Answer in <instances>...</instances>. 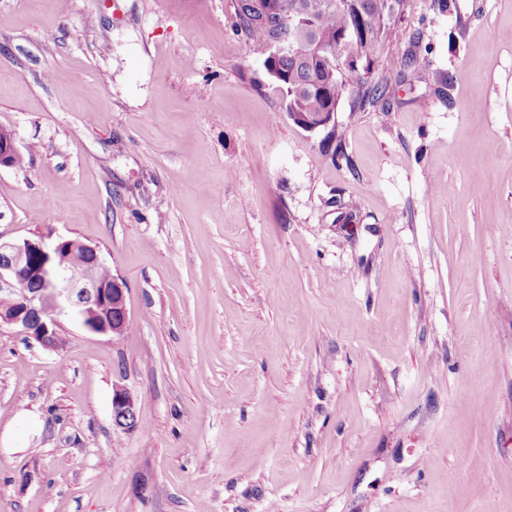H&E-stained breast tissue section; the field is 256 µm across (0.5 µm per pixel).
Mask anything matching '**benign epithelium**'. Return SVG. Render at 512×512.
<instances>
[{"mask_svg": "<svg viewBox=\"0 0 512 512\" xmlns=\"http://www.w3.org/2000/svg\"><path fill=\"white\" fill-rule=\"evenodd\" d=\"M313 132L336 124V113L321 112L299 119ZM18 153L13 135L0 128V167H9ZM103 260L97 248L78 239L60 237L50 243L41 237L23 242H0V294L20 293V304L0 309V326L46 349L58 350L60 318L68 317L87 331L123 335L128 321L126 282L119 276L99 277ZM112 422L123 431L138 425L133 397L123 388L112 394Z\"/></svg>", "mask_w": 512, "mask_h": 512, "instance_id": "benign-epithelium-1", "label": "benign epithelium"}]
</instances>
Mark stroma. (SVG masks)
<instances>
[{
    "mask_svg": "<svg viewBox=\"0 0 512 512\" xmlns=\"http://www.w3.org/2000/svg\"><path fill=\"white\" fill-rule=\"evenodd\" d=\"M448 5L336 164L232 0H0V237L96 247L129 316L0 327V512H512V0ZM112 422L123 431H132L138 425L137 409L133 397L123 388H115L112 394Z\"/></svg>",
    "mask_w": 512,
    "mask_h": 512,
    "instance_id": "obj_1",
    "label": "stroma"
}]
</instances>
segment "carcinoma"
Here are the masks:
<instances>
[{"instance_id": "obj_1", "label": "carcinoma", "mask_w": 512, "mask_h": 512, "mask_svg": "<svg viewBox=\"0 0 512 512\" xmlns=\"http://www.w3.org/2000/svg\"><path fill=\"white\" fill-rule=\"evenodd\" d=\"M403 0H233L231 29L263 51L277 42L284 51L264 66L276 82L287 114L335 112L343 94L357 87L360 107L386 94L370 78L382 45L399 37L391 21ZM302 30L319 39L317 57H301L289 46Z\"/></svg>"}]
</instances>
